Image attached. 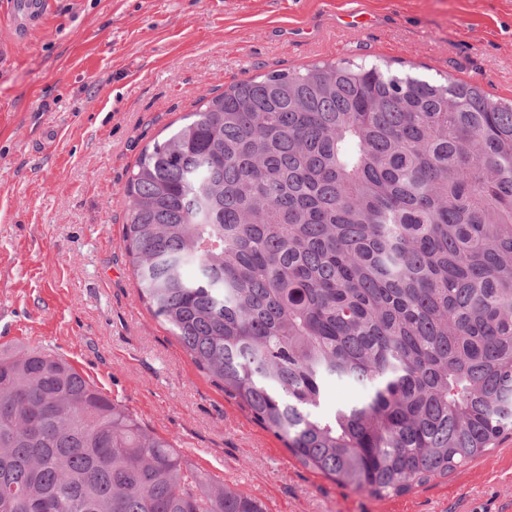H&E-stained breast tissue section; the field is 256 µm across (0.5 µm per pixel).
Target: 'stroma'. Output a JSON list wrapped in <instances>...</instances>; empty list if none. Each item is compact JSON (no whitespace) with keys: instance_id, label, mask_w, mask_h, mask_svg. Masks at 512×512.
I'll list each match as a JSON object with an SVG mask.
<instances>
[{"instance_id":"stroma-1","label":"stroma","mask_w":512,"mask_h":512,"mask_svg":"<svg viewBox=\"0 0 512 512\" xmlns=\"http://www.w3.org/2000/svg\"><path fill=\"white\" fill-rule=\"evenodd\" d=\"M349 57L512 99V0H52L0 55V351L49 350L267 512H504L512 437L381 499L302 466L199 372L136 288L141 153L231 83Z\"/></svg>"}]
</instances>
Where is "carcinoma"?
Returning a JSON list of instances; mask_svg holds the SVG:
<instances>
[{"label": "carcinoma", "instance_id": "carcinoma-1", "mask_svg": "<svg viewBox=\"0 0 512 512\" xmlns=\"http://www.w3.org/2000/svg\"><path fill=\"white\" fill-rule=\"evenodd\" d=\"M126 186L137 290L305 467L378 498L512 435V103L392 62L230 85ZM357 396L321 408L326 388ZM0 512H265L70 363L0 354Z\"/></svg>", "mask_w": 512, "mask_h": 512}]
</instances>
